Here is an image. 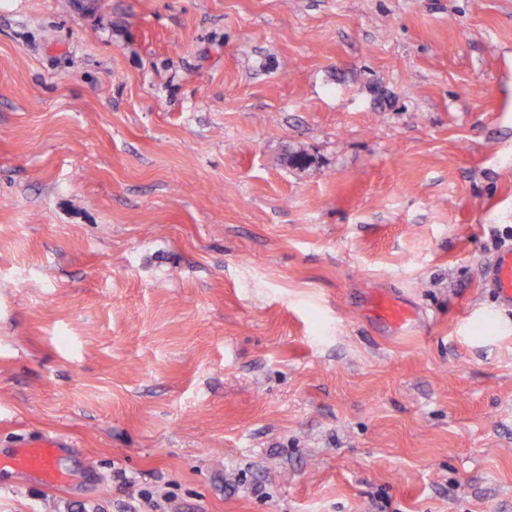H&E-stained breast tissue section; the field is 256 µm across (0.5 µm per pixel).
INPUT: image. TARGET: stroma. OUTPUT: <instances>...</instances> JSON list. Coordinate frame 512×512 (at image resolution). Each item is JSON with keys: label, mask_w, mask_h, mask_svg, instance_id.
Returning <instances> with one entry per match:
<instances>
[{"label": "stroma", "mask_w": 512, "mask_h": 512, "mask_svg": "<svg viewBox=\"0 0 512 512\" xmlns=\"http://www.w3.org/2000/svg\"><path fill=\"white\" fill-rule=\"evenodd\" d=\"M72 2L0 0V454L75 475L0 512H512V0ZM482 283L494 295L500 309L512 310V245L498 250L482 272ZM380 308L381 317L397 329L407 327L414 318L409 308L391 299L381 300ZM61 441L52 435H41L28 441L7 458L0 456V467L9 466L22 471L36 472L48 486L67 487L69 476L56 464Z\"/></svg>", "instance_id": "obj_1"}]
</instances>
